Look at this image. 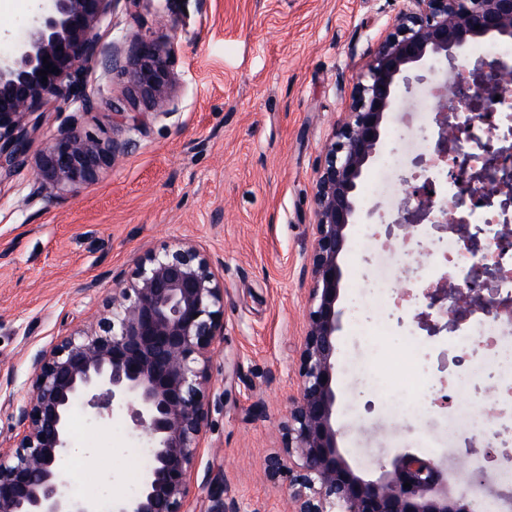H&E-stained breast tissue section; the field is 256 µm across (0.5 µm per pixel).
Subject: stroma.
I'll return each instance as SVG.
<instances>
[{
	"label": "stroma",
	"mask_w": 512,
	"mask_h": 512,
	"mask_svg": "<svg viewBox=\"0 0 512 512\" xmlns=\"http://www.w3.org/2000/svg\"><path fill=\"white\" fill-rule=\"evenodd\" d=\"M35 0H0V54L32 27ZM403 0H116L96 28L102 46L132 36L171 47L174 114L148 119L133 145L96 184L57 204L32 169L0 182V392L25 402L31 360L41 348L86 328L134 260L179 239L224 263V338L210 366L211 419L200 451L191 512H205L211 487L237 512H288L282 485L265 473L281 445L312 286L314 183L326 145L349 111L351 89ZM127 79L92 62L89 112L59 101L41 115L29 145L71 117L91 136L112 134V115L140 112ZM404 178L387 199L358 203L341 254L343 290L336 335V424L353 467L433 443L427 454L452 472L463 463L467 419L432 412L413 422L392 400L401 336L355 333L372 300L360 279L377 274L363 234L386 243L391 281L404 229L378 224L388 200L406 197ZM71 446L60 462L73 497L108 502L133 493L148 454L128 413L111 419L76 407Z\"/></svg>",
	"instance_id": "stroma-1"
}]
</instances>
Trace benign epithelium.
I'll use <instances>...</instances> for the list:
<instances>
[{"label": "benign epithelium", "mask_w": 512, "mask_h": 512, "mask_svg": "<svg viewBox=\"0 0 512 512\" xmlns=\"http://www.w3.org/2000/svg\"><path fill=\"white\" fill-rule=\"evenodd\" d=\"M27 38L0 58V175L29 164L28 143L40 112L52 101H76L93 109L86 68L95 58L125 74L134 95L156 116H169L175 82L170 46L134 37L124 49L106 52L95 33L115 0H49ZM394 32L382 40L352 91V105L325 149L315 183L316 224L313 286L304 341L299 351V389L288 400L281 426L282 450L267 461L271 478L288 474L291 512H478L469 489L486 482L485 470L463 472L461 489L448 491V477L426 455L404 451L377 464L368 476L349 463L336 429V333L341 294L340 254L360 196V183L374 159L393 109L399 83L428 60H448L452 50L495 35L512 39V0H405ZM480 29H475V26ZM48 60L57 72L42 77ZM512 81V71L479 61L474 84L453 85L438 101L441 136L435 154L448 160L459 125L449 104L479 105L486 74ZM132 140L96 139L73 117L35 160L40 187L77 193L95 183ZM503 210L512 206V174L491 185ZM405 240L435 208L433 196L414 185L407 197ZM224 264L211 260L192 240L134 263L112 280V297L90 326L36 352L33 393L14 405L13 444L0 442V512H98L66 490L59 463L71 443L72 409L81 405L100 419L127 411L136 437L149 449L138 491L112 500L109 512H188L199 450L210 414L208 387L214 344L224 338ZM499 267L474 273L464 286L448 280V268L422 290L418 322L431 337L460 325L479 307L490 317L512 316V300L489 291ZM411 486L404 487L405 483Z\"/></svg>", "instance_id": "1"}]
</instances>
